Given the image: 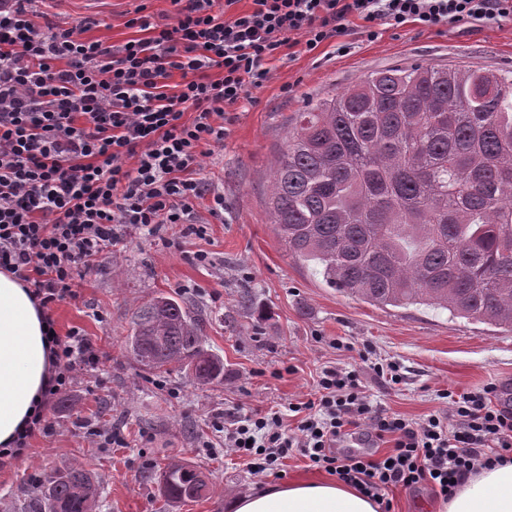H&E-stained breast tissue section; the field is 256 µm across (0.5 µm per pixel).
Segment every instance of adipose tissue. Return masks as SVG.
I'll use <instances>...</instances> for the list:
<instances>
[{
  "instance_id": "obj_1",
  "label": "adipose tissue",
  "mask_w": 512,
  "mask_h": 512,
  "mask_svg": "<svg viewBox=\"0 0 512 512\" xmlns=\"http://www.w3.org/2000/svg\"><path fill=\"white\" fill-rule=\"evenodd\" d=\"M52 373L42 308L14 275L0 271V446L22 432ZM226 512H379L353 487L294 480L231 499ZM436 512H512V463L468 475Z\"/></svg>"
}]
</instances>
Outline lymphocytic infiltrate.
Instances as JSON below:
<instances>
[{
    "mask_svg": "<svg viewBox=\"0 0 512 512\" xmlns=\"http://www.w3.org/2000/svg\"><path fill=\"white\" fill-rule=\"evenodd\" d=\"M45 0H0V270L27 284L43 310L72 292L74 273L94 269L104 251L131 231L180 224L204 237L197 211L224 208L201 173L205 147L224 142V109L250 101L281 50L305 52L332 41L413 24L479 27L512 19V0H170L174 24L155 21L145 5L127 20L135 38L121 45L84 38L88 21L67 25L43 11ZM180 83L169 85L172 75ZM50 331L54 374L40 409L0 464L22 455L35 434L49 433L47 411L70 388L79 365L97 364L79 331ZM319 396L294 435L277 413L227 416V451L255 474L280 476L299 450L312 467L336 476L395 512L396 489L428 486L450 499L468 474L512 462V407L497 388L442 391L448 408L416 421L371 404L356 376L324 369ZM363 435L368 451L340 452Z\"/></svg>",
    "mask_w": 512,
    "mask_h": 512,
    "instance_id": "obj_1",
    "label": "lymphocytic infiltrate"
}]
</instances>
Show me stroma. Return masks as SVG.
<instances>
[{"label":"stroma","instance_id":"obj_1","mask_svg":"<svg viewBox=\"0 0 512 512\" xmlns=\"http://www.w3.org/2000/svg\"><path fill=\"white\" fill-rule=\"evenodd\" d=\"M137 0H48L57 21L95 19L88 36L120 45L134 37L126 21ZM329 57V45L274 60L273 78L253 90L254 104L227 108L223 144L200 160L225 210L206 215L205 238H182L179 226L127 234L90 273L77 274L74 295L54 306L60 334L92 341L96 365L79 366L73 387L47 416L48 434L32 437L23 457L0 467V512H36L40 482L83 466L99 486L96 512H225L224 503L276 485L248 472L223 450L212 422L255 410L279 413L287 433L300 419L293 404L313 399L323 369L356 372L372 403L419 420L444 409L439 391L495 384L512 400V331L451 318L426 307L380 308L347 298L313 266L289 256L266 209L269 177L295 112L372 71L395 65L512 69V21L478 30H420L408 25ZM207 252L208 262L194 258ZM185 301L204 323L203 346L224 362L222 378L193 381L188 371L156 376L126 345L135 307L157 294ZM344 349L332 346L333 339ZM399 365L390 386L363 358L364 349ZM200 467L210 492L172 504L159 474L168 462Z\"/></svg>","mask_w":512,"mask_h":512}]
</instances>
